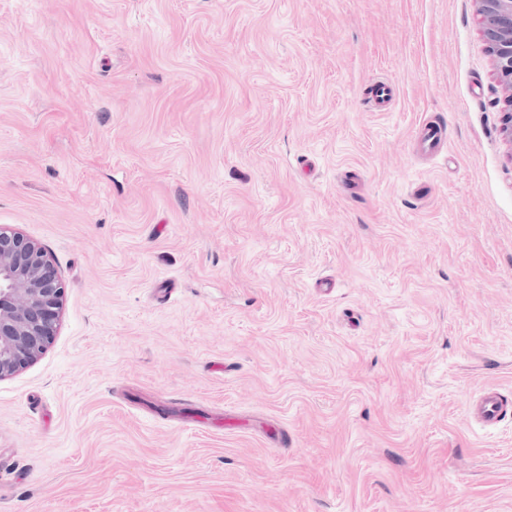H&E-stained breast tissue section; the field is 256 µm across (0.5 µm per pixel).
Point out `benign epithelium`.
I'll return each instance as SVG.
<instances>
[{
    "mask_svg": "<svg viewBox=\"0 0 512 512\" xmlns=\"http://www.w3.org/2000/svg\"><path fill=\"white\" fill-rule=\"evenodd\" d=\"M502 91V134L512 144V0H475ZM64 284L46 252L0 227V379L35 362L58 326Z\"/></svg>",
    "mask_w": 512,
    "mask_h": 512,
    "instance_id": "7a95c632",
    "label": "benign epithelium"
}]
</instances>
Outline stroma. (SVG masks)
I'll return each mask as SVG.
<instances>
[{
  "label": "stroma",
  "mask_w": 512,
  "mask_h": 512,
  "mask_svg": "<svg viewBox=\"0 0 512 512\" xmlns=\"http://www.w3.org/2000/svg\"><path fill=\"white\" fill-rule=\"evenodd\" d=\"M500 98L474 0H0V512H512ZM63 294L64 284L42 247L0 226V379L46 351ZM469 414L483 428L494 429L512 418V399L496 387H485L469 404Z\"/></svg>",
  "instance_id": "1"
}]
</instances>
